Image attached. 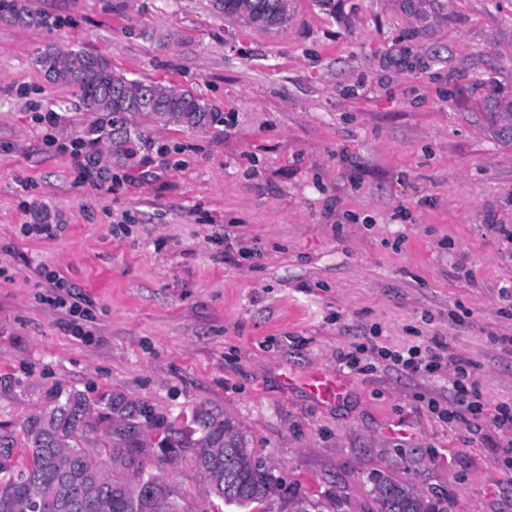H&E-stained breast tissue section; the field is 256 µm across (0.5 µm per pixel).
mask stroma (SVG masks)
<instances>
[{
	"instance_id": "stroma-1",
	"label": "stroma",
	"mask_w": 512,
	"mask_h": 512,
	"mask_svg": "<svg viewBox=\"0 0 512 512\" xmlns=\"http://www.w3.org/2000/svg\"><path fill=\"white\" fill-rule=\"evenodd\" d=\"M41 26L0 24V445L49 388L144 406L145 433L205 408L240 423L277 479L268 512H377L373 481L445 512H512L492 423L512 405V0H291L268 31L214 0H27ZM192 92L202 129L132 116L128 148L92 135L47 46ZM52 112L53 126L36 115ZM79 144L72 153L71 144ZM60 230L28 234L35 212ZM73 287L82 335L42 285ZM450 342L485 403L442 420L452 372L408 376L363 354ZM316 370L341 400L303 385ZM192 512L208 482L160 447L143 457ZM307 388L314 396L329 397L336 394V397H340L346 389V383L337 376L334 378L327 372L316 371L309 375Z\"/></svg>"
}]
</instances>
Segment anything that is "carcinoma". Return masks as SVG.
<instances>
[{
    "mask_svg": "<svg viewBox=\"0 0 512 512\" xmlns=\"http://www.w3.org/2000/svg\"><path fill=\"white\" fill-rule=\"evenodd\" d=\"M251 9L253 20L262 21L265 29L288 22L282 0H252ZM0 22L40 26L43 18L28 8L26 0H12ZM38 63L55 82L74 87L88 111L110 115L112 123H120L110 132L115 144L130 142L124 119L128 112L190 127H205L217 118L192 93L184 90L173 98L171 86L130 79L112 70L111 61L99 53L49 46ZM96 406L103 418L118 420L106 460L83 446L88 418ZM143 413L134 402L120 397L93 402L74 389L51 391L45 407L23 424L28 462L16 465L10 452H0V512H56L55 496L62 482L72 499L67 512H191L170 479L153 472L136 453L149 443L138 423ZM159 445L175 459L190 451L191 465L209 482L205 512H224L226 505L257 509L275 491V476L258 468L246 433L226 416L196 409L189 417H176ZM372 492L379 512H443L410 484L391 477L374 480Z\"/></svg>",
    "mask_w": 512,
    "mask_h": 512,
    "instance_id": "obj_1",
    "label": "carcinoma"
}]
</instances>
